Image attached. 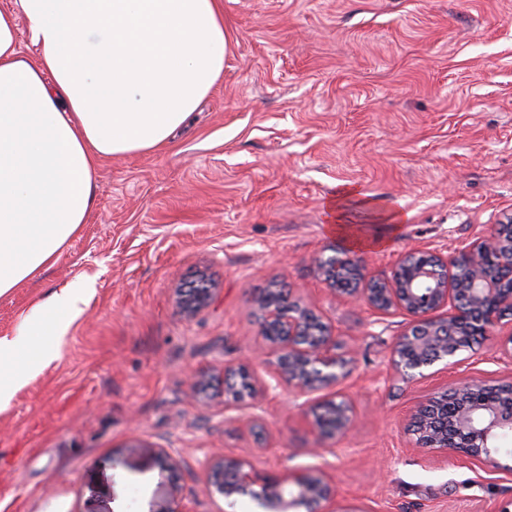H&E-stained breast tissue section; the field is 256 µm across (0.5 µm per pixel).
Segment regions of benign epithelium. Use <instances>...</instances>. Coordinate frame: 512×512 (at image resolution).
<instances>
[{
    "label": "benign epithelium",
    "instance_id": "7a95c632",
    "mask_svg": "<svg viewBox=\"0 0 512 512\" xmlns=\"http://www.w3.org/2000/svg\"><path fill=\"white\" fill-rule=\"evenodd\" d=\"M323 282L338 297L363 299L379 315L399 311L412 318L410 329L396 338L393 363L406 380L424 378V370L441 362L444 369L459 364L457 353L485 335L489 326L512 316V211L502 213L489 233L448 261L431 251H410L400 260L392 281L360 287L356 260L330 256L318 260ZM211 299V289L182 291L178 306L194 314ZM448 309L445 317L435 312ZM265 339L264 354L278 377L299 392L338 384L350 373L351 360L338 352L336 336L312 310L297 301L267 293L257 299ZM245 367L224 366V410L241 407L234 376ZM448 403V430L435 431L428 418L415 421L418 442L428 448H450L480 463L498 466L494 443L512 431V383L489 385L463 379L429 408ZM315 427L334 439L349 427L350 408L329 397L314 403ZM207 487L226 497L249 495L262 512H317L330 498L321 478L289 475L258 483L252 467L242 460L216 459L207 474Z\"/></svg>",
    "mask_w": 512,
    "mask_h": 512
}]
</instances>
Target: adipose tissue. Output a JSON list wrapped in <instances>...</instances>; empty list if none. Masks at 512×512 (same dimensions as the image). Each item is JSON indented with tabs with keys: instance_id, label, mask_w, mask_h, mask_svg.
Instances as JSON below:
<instances>
[{
	"instance_id": "obj_1",
	"label": "adipose tissue",
	"mask_w": 512,
	"mask_h": 512,
	"mask_svg": "<svg viewBox=\"0 0 512 512\" xmlns=\"http://www.w3.org/2000/svg\"><path fill=\"white\" fill-rule=\"evenodd\" d=\"M0 10V297L79 232L99 159L149 152L224 73L220 0H18ZM24 17L37 59L17 38ZM85 289L53 293L0 337V405L53 351Z\"/></svg>"
}]
</instances>
